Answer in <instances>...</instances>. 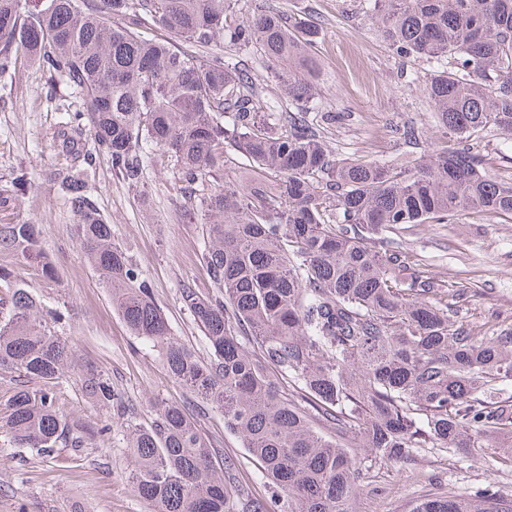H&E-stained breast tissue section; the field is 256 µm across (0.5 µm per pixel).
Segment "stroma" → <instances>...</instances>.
I'll return each mask as SVG.
<instances>
[{
  "mask_svg": "<svg viewBox=\"0 0 512 512\" xmlns=\"http://www.w3.org/2000/svg\"><path fill=\"white\" fill-rule=\"evenodd\" d=\"M259 5L307 17L317 26V108L345 115L327 127L333 151L390 165L456 146L454 133L434 121L422 82L427 62L397 57L367 17L363 0H237L236 11L247 18ZM207 52L240 62L257 88L284 103L271 67L258 54L220 40ZM81 106L76 91L23 55L12 79L0 81V224L39 225L41 245L57 276L47 279L40 266L9 252H0V267L20 269L25 288L46 306L67 307L69 319L60 333L73 345L80 364L107 373L129 406L130 419L145 425L155 404L179 402L192 409L197 400L170 378L158 348L131 335L110 289L83 257L67 197L49 180L51 172L73 165L58 145V131L65 112ZM404 122L421 130L418 144L399 139L396 128ZM480 143L487 176L512 184V133L490 128L482 132ZM22 171L28 183L20 190L14 179ZM88 184L112 226L114 243L151 283L172 336L197 358L207 359L209 344L179 302L184 283L203 292L210 288L202 260L207 218L201 215L191 223L183 218V189L168 153L151 151L136 187L113 169L107 154H97ZM394 237L428 274L448 289L463 291L460 317L479 328L512 323V219L466 212L449 224L409 225ZM57 398L69 419L90 429L109 415L67 380L58 386ZM200 427L216 448L236 460L240 479L260 493L261 475L240 441L225 431L223 416L210 412ZM70 455V449L60 448L55 457L41 458L0 434V512H148L130 482L137 461L121 432L92 438L80 460ZM488 481L512 494V463L491 452L482 459L461 452L442 463L388 465L377 482L362 488L361 509L410 512L421 493L450 486L466 493Z\"/></svg>",
  "mask_w": 512,
  "mask_h": 512,
  "instance_id": "stroma-1",
  "label": "stroma"
}]
</instances>
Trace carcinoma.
I'll list each match as a JSON object with an SVG mask.
<instances>
[{"mask_svg":"<svg viewBox=\"0 0 512 512\" xmlns=\"http://www.w3.org/2000/svg\"><path fill=\"white\" fill-rule=\"evenodd\" d=\"M0 0V76L24 52L83 99L58 132L59 146L91 165L94 153L136 187L148 148L162 146L188 197L182 211L209 216L204 263L213 291L190 283L180 303L212 356L196 359L171 336L150 283L112 242L85 168L53 180L78 217L77 241L112 291L131 334L160 349L171 378L202 400L153 410L149 426L127 409L108 374L79 366L59 333L67 309H48L0 268V367L13 373L0 433L17 447L78 457L87 432L61 411L56 388L70 378L114 411L138 458L131 480L149 512H359L373 467L424 448L449 457L488 448L512 429V326L490 332L459 319L439 281L387 233L446 224L477 210L512 219V185L483 170L485 129L512 132V0H369L367 13L399 56L435 64L424 80L436 122L458 147L411 165L342 158L325 145L328 119L312 47L317 28L263 10L240 20L232 0H43L26 10ZM151 25L204 48L215 39L277 68L291 110L274 105L238 63L141 36ZM90 134L93 147L84 143ZM252 162L245 181L223 183L230 155ZM36 224H0V251L41 265ZM294 386L303 405L281 395ZM218 411L262 469L261 497L232 481L197 416ZM318 418L356 441L355 452L321 433ZM413 512H512L493 481L470 494H426Z\"/></svg>","mask_w":512,"mask_h":512,"instance_id":"carcinoma-1","label":"carcinoma"}]
</instances>
